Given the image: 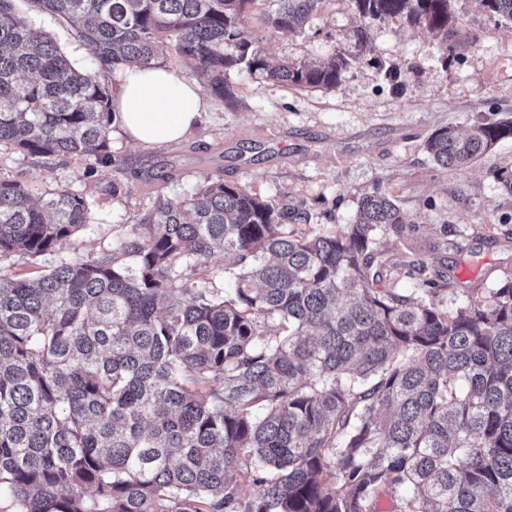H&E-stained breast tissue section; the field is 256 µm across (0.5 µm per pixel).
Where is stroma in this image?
Returning a JSON list of instances; mask_svg holds the SVG:
<instances>
[{"instance_id":"stroma-1","label":"stroma","mask_w":512,"mask_h":512,"mask_svg":"<svg viewBox=\"0 0 512 512\" xmlns=\"http://www.w3.org/2000/svg\"><path fill=\"white\" fill-rule=\"evenodd\" d=\"M15 8L77 68L94 71L67 24L30 11L26 0H16ZM451 8L473 41L447 56L427 31L393 18L370 24L368 50L330 87H289L234 70L225 76L234 98L222 104L199 76L206 102L201 123L179 142L146 148L112 130L114 162L91 175L81 161L1 151L0 175L33 195L72 189L96 202L88 229L60 253L33 263L14 259L13 272L31 275L62 256L103 253L157 195L183 196L209 175L276 207L303 209L314 230L351 223L363 195L386 193L418 228L408 239L379 233L387 257L418 252L433 271H453L465 286L496 287L512 269V195L492 173L512 166V138L463 171L437 166L425 142L439 128L464 130L512 113V23L476 0H452ZM359 24L351 0H322L303 30H264L250 21L244 32L259 40L270 63L321 64L353 52Z\"/></svg>"}]
</instances>
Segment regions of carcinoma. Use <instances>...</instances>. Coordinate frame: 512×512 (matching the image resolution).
<instances>
[{"label": "carcinoma", "instance_id": "obj_1", "mask_svg": "<svg viewBox=\"0 0 512 512\" xmlns=\"http://www.w3.org/2000/svg\"><path fill=\"white\" fill-rule=\"evenodd\" d=\"M61 17L94 60L81 72L0 0V150L112 161L110 75L161 43L210 92L260 72L332 86L353 57L272 66L243 34L295 30L324 0H30ZM440 38L451 0H351ZM512 22V0H477ZM512 137V119L442 127L425 148L464 170ZM95 202H36L0 177V261L63 248ZM298 208L221 178L156 197L112 249L35 276L0 271V498L6 512H512V276L481 296L390 263L377 232L406 238L399 206L364 195L353 223L320 231ZM222 253L232 265L214 270ZM402 270L415 294L390 284ZM229 281L231 292L214 285ZM446 287L462 300L442 309ZM253 486L248 497L240 482Z\"/></svg>", "mask_w": 512, "mask_h": 512}]
</instances>
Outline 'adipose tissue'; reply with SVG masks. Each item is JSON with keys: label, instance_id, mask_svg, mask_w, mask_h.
<instances>
[{"label": "adipose tissue", "instance_id": "obj_1", "mask_svg": "<svg viewBox=\"0 0 512 512\" xmlns=\"http://www.w3.org/2000/svg\"><path fill=\"white\" fill-rule=\"evenodd\" d=\"M114 120L126 140L154 146L181 140L200 121L204 103L196 81L182 70L153 63L120 70Z\"/></svg>", "mask_w": 512, "mask_h": 512}]
</instances>
